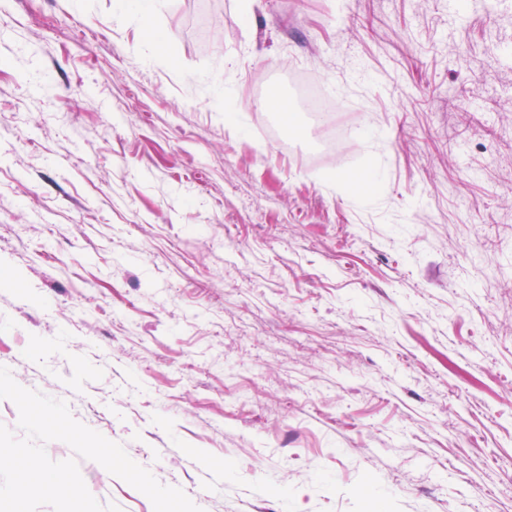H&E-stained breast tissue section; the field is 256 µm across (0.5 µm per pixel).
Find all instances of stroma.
Here are the masks:
<instances>
[{"label": "stroma", "mask_w": 512, "mask_h": 512, "mask_svg": "<svg viewBox=\"0 0 512 512\" xmlns=\"http://www.w3.org/2000/svg\"><path fill=\"white\" fill-rule=\"evenodd\" d=\"M463 8L0 0V366L202 512H512V0ZM304 73L341 153L258 94Z\"/></svg>", "instance_id": "obj_1"}]
</instances>
